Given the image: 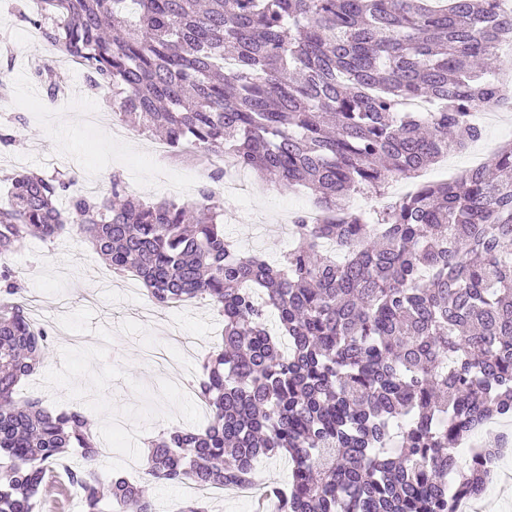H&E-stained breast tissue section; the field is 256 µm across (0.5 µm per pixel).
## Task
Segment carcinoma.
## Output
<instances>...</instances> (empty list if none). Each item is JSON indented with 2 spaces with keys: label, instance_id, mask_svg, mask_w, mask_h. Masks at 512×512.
I'll list each match as a JSON object with an SVG mask.
<instances>
[{
  "label": "carcinoma",
  "instance_id": "cac0c4a2",
  "mask_svg": "<svg viewBox=\"0 0 512 512\" xmlns=\"http://www.w3.org/2000/svg\"><path fill=\"white\" fill-rule=\"evenodd\" d=\"M19 14L140 131L304 186L324 213L295 215L296 246L270 262L224 235L208 188L201 204L146 203L117 175L103 197L65 175L10 178L0 256L68 234L156 306L201 298L224 317L196 385L209 424L149 441L145 480L243 485L259 458L284 455L290 479L268 486L263 512H457L479 496L495 446L465 467L455 448L512 418V142L369 214L347 200L481 138L470 113L498 99L488 74L512 13L499 0H39ZM23 291L0 265V512H35L62 465L83 512H155L142 485L99 481L83 410L16 397L49 349Z\"/></svg>",
  "mask_w": 512,
  "mask_h": 512
}]
</instances>
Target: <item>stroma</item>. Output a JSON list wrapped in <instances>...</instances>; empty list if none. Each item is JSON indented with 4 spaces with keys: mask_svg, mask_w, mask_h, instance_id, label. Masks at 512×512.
Masks as SVG:
<instances>
[{
    "mask_svg": "<svg viewBox=\"0 0 512 512\" xmlns=\"http://www.w3.org/2000/svg\"><path fill=\"white\" fill-rule=\"evenodd\" d=\"M46 65L62 83L86 87L84 98L62 100L57 114L49 116L29 109L30 84ZM0 71L7 75L0 91V134L16 137L11 146L0 145L1 198L7 195L4 176L28 171L49 176L53 170L48 159L61 157L63 172L97 179L105 190L111 176L119 175L126 192L146 202L164 199L166 181L188 177L191 199L200 201L206 171L187 162L149 158L151 136L133 130L115 143L105 133H86L82 113L92 108L111 111L112 95L88 88L86 71L59 63L44 39L20 42L12 52L0 49ZM313 201L306 191L275 186L249 206L238 195H225L224 208L234 216L226 231L243 249L279 258L293 241L281 228L284 214ZM98 264L87 244L64 237L52 243L32 238L14 253L12 269L28 295L39 298L55 333L42 367L23 383L20 395L54 410L83 409L97 425L100 477L108 480L119 472L137 481L141 475L134 465L145 454L147 439L171 427L202 428L208 423L193 401L174 389L169 376L147 361L145 349L163 346V331L172 320L179 322L183 335L215 346L223 325L200 302L159 310L154 322H142L136 311L149 302L142 285L126 275L99 289Z\"/></svg>",
    "mask_w": 512,
    "mask_h": 512,
    "instance_id": "1",
    "label": "stroma"
}]
</instances>
